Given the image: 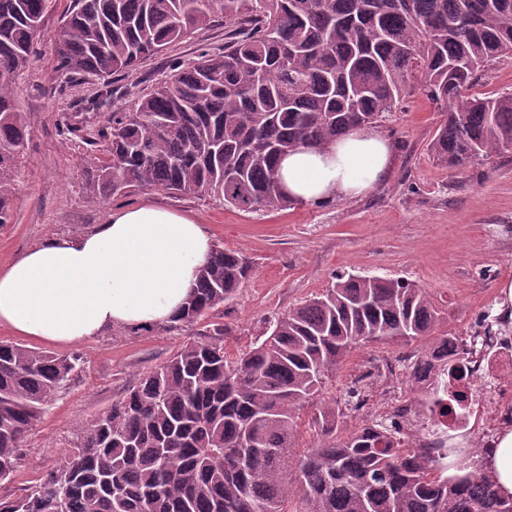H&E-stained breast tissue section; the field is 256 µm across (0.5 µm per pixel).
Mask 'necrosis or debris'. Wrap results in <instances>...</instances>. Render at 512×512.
Instances as JSON below:
<instances>
[{"instance_id": "4bbe7bcc", "label": "necrosis or debris", "mask_w": 512, "mask_h": 512, "mask_svg": "<svg viewBox=\"0 0 512 512\" xmlns=\"http://www.w3.org/2000/svg\"><path fill=\"white\" fill-rule=\"evenodd\" d=\"M467 395L463 412L435 414L419 401L384 393L372 402L374 412L396 413L405 422L400 444L405 448H444L454 443L482 453L496 446L512 415V349L499 348L459 361Z\"/></svg>"}]
</instances>
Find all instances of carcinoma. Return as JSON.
<instances>
[{
  "label": "carcinoma",
  "instance_id": "1",
  "mask_svg": "<svg viewBox=\"0 0 512 512\" xmlns=\"http://www.w3.org/2000/svg\"><path fill=\"white\" fill-rule=\"evenodd\" d=\"M46 7L0 0V224L12 220L29 135L14 84ZM221 19L224 53H200L131 111L105 115L108 158H91L89 202L161 188L243 211L286 208L283 155L379 123L418 81L444 112L428 150L448 167L512 148V92L463 94L512 52V0H71L58 69L69 80L124 75ZM249 271L241 252L213 246L175 322L191 326L233 300ZM488 319H477L487 334L512 335L507 315ZM439 321L410 280L341 274L267 321L244 352L224 350L218 325L79 429L65 480L50 472L30 493L1 498L0 512H512L482 458L448 449V476L429 449L394 443L395 421L343 435L335 398L317 408L320 443L296 451V418L353 348L444 343ZM425 357L396 356L414 386ZM76 362L0 342V482ZM447 374L426 391L432 412L466 401L456 367Z\"/></svg>",
  "mask_w": 512,
  "mask_h": 512
}]
</instances>
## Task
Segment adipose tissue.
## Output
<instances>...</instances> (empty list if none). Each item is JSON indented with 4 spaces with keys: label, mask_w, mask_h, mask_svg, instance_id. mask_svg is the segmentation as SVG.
I'll return each mask as SVG.
<instances>
[{
    "label": "adipose tissue",
    "mask_w": 512,
    "mask_h": 512,
    "mask_svg": "<svg viewBox=\"0 0 512 512\" xmlns=\"http://www.w3.org/2000/svg\"><path fill=\"white\" fill-rule=\"evenodd\" d=\"M389 141L369 126L323 151L299 148L278 174L298 203L353 198L386 175ZM212 248L196 219L146 203L110 212L79 237H56L0 268V326L45 342L73 344L115 327L172 323Z\"/></svg>",
    "instance_id": "obj_1"
}]
</instances>
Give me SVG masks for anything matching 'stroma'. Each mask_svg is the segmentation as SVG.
Here are the masks:
<instances>
[{"label": "stroma", "instance_id": "35a3bbf8", "mask_svg": "<svg viewBox=\"0 0 512 512\" xmlns=\"http://www.w3.org/2000/svg\"><path fill=\"white\" fill-rule=\"evenodd\" d=\"M69 0H52L36 55L14 91L30 135L15 175L13 220L0 225V266L49 238L78 236L112 209L155 203L205 224L214 244L242 252L252 271L236 299L197 324L150 331L115 328L79 344L58 345L0 327V341L58 355L79 356L77 372L25 434L20 463L0 496L28 493L63 464L80 426L111 407L140 377L183 344L222 325L224 347L235 354L261 335L266 320L323 293L335 275L404 277L426 288L442 316L439 332L456 335L503 300L512 283V150L451 169L428 145L442 115L422 88L378 123L394 148L393 165L371 191L353 199L294 204L282 210L242 211L203 193L148 188L90 203V157L102 156L97 134L108 112L129 111L137 99L172 75L175 62L200 50H224V25L186 38L147 59L111 86L86 76L65 80L57 70L54 38ZM395 345L353 349L333 371L322 399L340 396Z\"/></svg>", "mask_w": 512, "mask_h": 512}]
</instances>
